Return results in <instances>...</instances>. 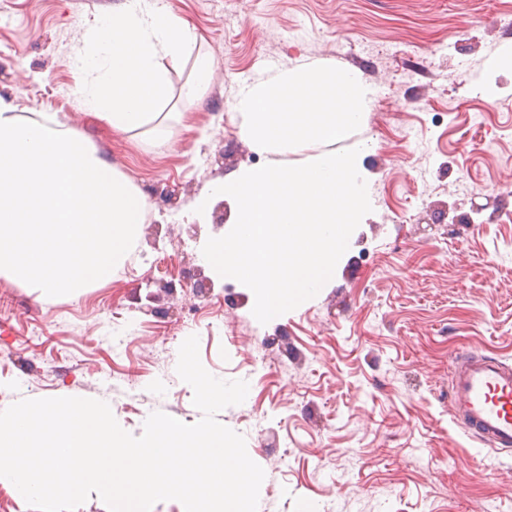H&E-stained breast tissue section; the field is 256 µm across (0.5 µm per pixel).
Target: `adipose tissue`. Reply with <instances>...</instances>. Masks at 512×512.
<instances>
[{"label":"adipose tissue","mask_w":512,"mask_h":512,"mask_svg":"<svg viewBox=\"0 0 512 512\" xmlns=\"http://www.w3.org/2000/svg\"><path fill=\"white\" fill-rule=\"evenodd\" d=\"M184 57L193 61L192 77L181 93L202 99L213 79V61L189 25L165 0H123L87 30L78 64L91 83L79 89L78 105L117 133L158 126V143L167 145L171 132L163 127L160 107L170 83L163 61Z\"/></svg>","instance_id":"ef3b65f1"}]
</instances>
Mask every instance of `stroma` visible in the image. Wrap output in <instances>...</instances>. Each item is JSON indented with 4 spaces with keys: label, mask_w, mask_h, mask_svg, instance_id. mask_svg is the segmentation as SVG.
Returning <instances> with one entry per match:
<instances>
[{
    "label": "stroma",
    "mask_w": 512,
    "mask_h": 512,
    "mask_svg": "<svg viewBox=\"0 0 512 512\" xmlns=\"http://www.w3.org/2000/svg\"><path fill=\"white\" fill-rule=\"evenodd\" d=\"M121 0H0V96L55 112L148 198L141 235L112 281L45 300L0 275V411L23 398L105 401L141 435L149 414L198 422L178 350L199 338L207 371L249 384L218 421L265 478L258 512H512V454L468 438L448 407L460 354L512 363V0H169L216 69L202 101L180 96L188 60L166 61L172 144L121 135L82 112L81 35ZM357 72L387 95L336 143H365L372 210L336 279L269 323L251 290L201 259L230 202L189 214L216 178L258 156L239 95L305 61ZM154 300H147V293ZM266 350H257L255 337Z\"/></svg>",
    "instance_id": "35a3bbf8"
}]
</instances>
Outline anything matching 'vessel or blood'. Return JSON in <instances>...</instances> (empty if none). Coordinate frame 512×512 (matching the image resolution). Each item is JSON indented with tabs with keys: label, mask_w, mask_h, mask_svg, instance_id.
I'll list each match as a JSON object with an SVG mask.
<instances>
[{
	"label": "vessel or blood",
	"mask_w": 512,
	"mask_h": 512,
	"mask_svg": "<svg viewBox=\"0 0 512 512\" xmlns=\"http://www.w3.org/2000/svg\"><path fill=\"white\" fill-rule=\"evenodd\" d=\"M448 400L454 420L472 439L512 453V364L467 352L456 361Z\"/></svg>",
	"instance_id": "1"
}]
</instances>
